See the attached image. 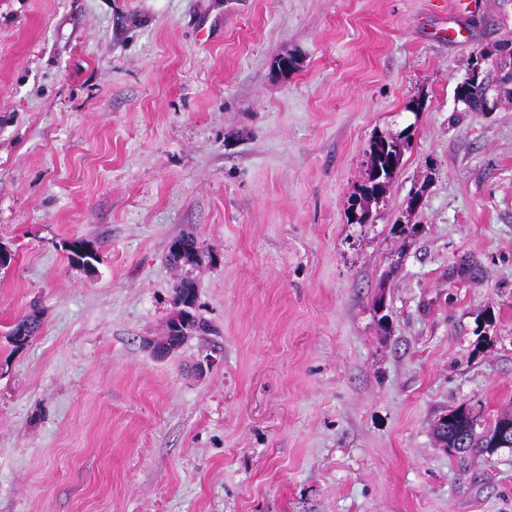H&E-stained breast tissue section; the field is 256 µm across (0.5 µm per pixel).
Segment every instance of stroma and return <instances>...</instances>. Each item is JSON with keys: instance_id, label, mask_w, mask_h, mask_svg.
Returning <instances> with one entry per match:
<instances>
[{"instance_id": "obj_1", "label": "stroma", "mask_w": 512, "mask_h": 512, "mask_svg": "<svg viewBox=\"0 0 512 512\" xmlns=\"http://www.w3.org/2000/svg\"><path fill=\"white\" fill-rule=\"evenodd\" d=\"M481 2L0 0V512H512V448L431 432L512 413V105L454 101L512 38ZM184 274L211 330L159 356ZM404 146L401 139L384 135H378L371 141L366 178L359 187L357 197L350 208L354 223L369 222V205L371 202H378L385 193L401 164ZM169 253L174 257L175 265L180 266L186 263L191 265L196 262L198 256L196 240L190 235H180L170 242ZM40 326L41 322L35 314L23 317L10 333L12 342L17 347L27 345L38 334Z\"/></svg>"}]
</instances>
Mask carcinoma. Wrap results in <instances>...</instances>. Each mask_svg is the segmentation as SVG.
<instances>
[{
  "instance_id": "carcinoma-1",
  "label": "carcinoma",
  "mask_w": 512,
  "mask_h": 512,
  "mask_svg": "<svg viewBox=\"0 0 512 512\" xmlns=\"http://www.w3.org/2000/svg\"><path fill=\"white\" fill-rule=\"evenodd\" d=\"M485 53L497 58L496 83L501 89V101L512 103V39H505L483 48L470 58L466 74L457 83L454 91L455 101L461 105L463 112L480 111L483 86L491 78L490 73L478 70V58ZM403 148L404 142L389 136L378 135L371 141L366 178L351 204L352 221L357 224L369 222V205L379 201L385 193L401 164ZM169 253L177 266L193 264L198 256L196 240L190 235H180L170 242ZM173 293L176 309H183L186 314L178 320H169L165 336L156 343V348L168 353L178 349L189 338L205 329V321L196 310L193 282L187 278L180 279L175 283ZM40 326L38 316L33 314L23 317L11 331L12 342L18 347L28 344L38 334ZM507 420H512L511 413L502 415L488 431L479 433L476 431L478 416L461 407L448 413V432L441 433L436 430L434 437L438 440L446 436L448 443L451 444L456 436L463 435L467 440L463 452L483 456L494 451L496 425Z\"/></svg>"
}]
</instances>
